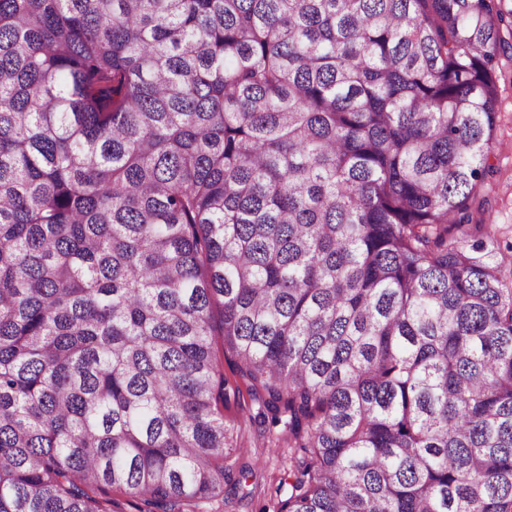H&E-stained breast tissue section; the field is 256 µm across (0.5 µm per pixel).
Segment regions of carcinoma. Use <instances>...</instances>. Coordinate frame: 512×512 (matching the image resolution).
I'll return each instance as SVG.
<instances>
[{
    "mask_svg": "<svg viewBox=\"0 0 512 512\" xmlns=\"http://www.w3.org/2000/svg\"><path fill=\"white\" fill-rule=\"evenodd\" d=\"M505 31L0 0V512H221L246 396L273 512H512V278L472 223Z\"/></svg>",
    "mask_w": 512,
    "mask_h": 512,
    "instance_id": "1",
    "label": "carcinoma"
}]
</instances>
